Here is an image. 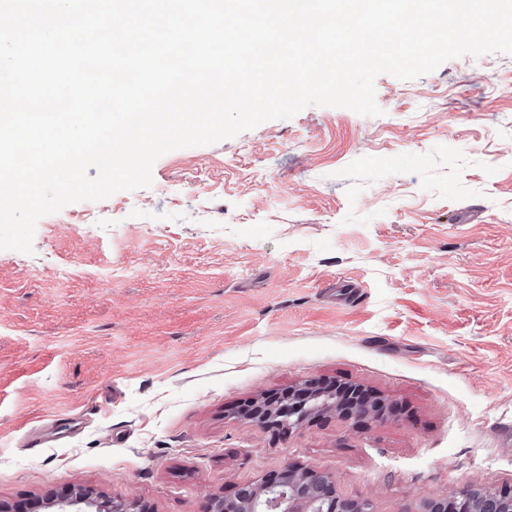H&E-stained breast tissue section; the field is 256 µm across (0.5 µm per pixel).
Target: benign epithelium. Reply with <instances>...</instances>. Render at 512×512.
Wrapping results in <instances>:
<instances>
[{"instance_id":"benign-epithelium-1","label":"benign epithelium","mask_w":512,"mask_h":512,"mask_svg":"<svg viewBox=\"0 0 512 512\" xmlns=\"http://www.w3.org/2000/svg\"><path fill=\"white\" fill-rule=\"evenodd\" d=\"M283 396L269 393L260 401H252L241 409L240 414L261 426L270 425L277 430L288 431L300 425L305 418L323 412H334L345 420L363 419L374 413L384 414L374 406V398L358 389L355 403L347 404L336 396L332 386H321L309 379L288 391V408H282ZM312 474V471L288 466L281 476L255 486V498L242 508V512H373L367 501L343 497L337 494L335 484L324 477L323 484L315 492L294 484V479ZM463 507L472 502V512H512V488L501 490V497L485 499L476 497V491L462 488L451 495L438 496L426 501L425 512H444L448 501ZM46 508L55 512H145L140 504L103 500L86 491H76L58 500L47 502Z\"/></svg>"}]
</instances>
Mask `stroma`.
<instances>
[{"label":"stroma","mask_w":512,"mask_h":512,"mask_svg":"<svg viewBox=\"0 0 512 512\" xmlns=\"http://www.w3.org/2000/svg\"><path fill=\"white\" fill-rule=\"evenodd\" d=\"M161 156L0 250V503L204 512L288 465L374 512L512 486V54ZM309 378L398 410L238 417ZM46 504V509H55V512H147L134 501L109 502L86 491H76L58 500H49Z\"/></svg>","instance_id":"35a3bbf8"}]
</instances>
